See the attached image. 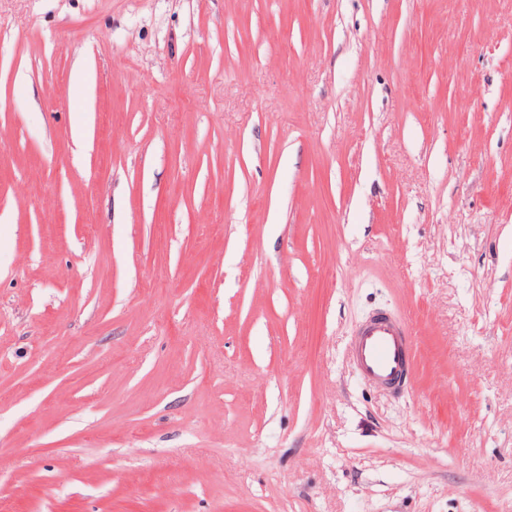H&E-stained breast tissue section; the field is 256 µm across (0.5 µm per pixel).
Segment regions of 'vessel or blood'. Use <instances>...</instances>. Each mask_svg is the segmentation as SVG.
I'll return each instance as SVG.
<instances>
[{
  "mask_svg": "<svg viewBox=\"0 0 512 512\" xmlns=\"http://www.w3.org/2000/svg\"><path fill=\"white\" fill-rule=\"evenodd\" d=\"M351 355L364 378L386 389L396 388L410 371L405 324L383 313L372 315L356 330Z\"/></svg>",
  "mask_w": 512,
  "mask_h": 512,
  "instance_id": "b4317fda",
  "label": "vessel or blood"
}]
</instances>
